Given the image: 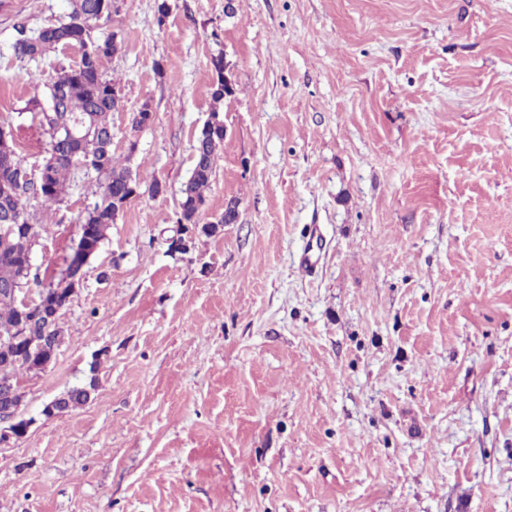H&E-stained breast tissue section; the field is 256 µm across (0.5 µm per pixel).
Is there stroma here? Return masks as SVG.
I'll use <instances>...</instances> for the list:
<instances>
[{
	"instance_id": "1",
	"label": "stroma",
	"mask_w": 512,
	"mask_h": 512,
	"mask_svg": "<svg viewBox=\"0 0 512 512\" xmlns=\"http://www.w3.org/2000/svg\"><path fill=\"white\" fill-rule=\"evenodd\" d=\"M161 1L117 0L112 151L142 190L52 363L19 377L31 425L0 443V512H512V0ZM67 11L0 0V117L31 165L22 109L80 53L20 64L9 45ZM220 52L234 93L205 211L239 218L185 253ZM94 200L77 174L39 269ZM323 240L318 226L312 224L308 230V240L300 255V266L307 274L315 273L320 263Z\"/></svg>"
}]
</instances>
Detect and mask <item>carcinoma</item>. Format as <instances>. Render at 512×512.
<instances>
[{"instance_id": "obj_1", "label": "carcinoma", "mask_w": 512, "mask_h": 512, "mask_svg": "<svg viewBox=\"0 0 512 512\" xmlns=\"http://www.w3.org/2000/svg\"><path fill=\"white\" fill-rule=\"evenodd\" d=\"M101 0H69V12L56 23L38 30H29L23 24L15 26L16 36L11 44L13 56L20 62L36 61L48 51L64 50L71 46L80 48V61L75 67L61 68L48 86L45 97L37 95L27 100L24 111L31 115V125L44 138L45 152L57 153L49 165L47 187L36 188L23 179L25 158L20 155L14 142H0V216L10 213L21 215V223L38 226L36 213L28 210L32 199H40L41 206L48 209L61 201L66 183L78 172L85 171L96 176L97 200L85 212L81 224L86 228L69 247L63 258L60 273L72 266H84L94 255L92 248L102 243L114 224L112 214L117 206L129 196L126 175L129 166L122 164L112 153V112L116 105L112 90L116 83L101 71L104 59L115 54L121 46L118 31L96 33L98 22L111 20V15H100ZM96 44L98 53L91 55L87 46ZM217 79L210 86V97L215 103L213 113H221L217 104L234 93L233 87L224 85V54L212 59ZM68 124L80 131V137L71 141L55 143L53 124ZM224 128L218 127L201 142H196V154L190 176L184 183L179 202L177 223L183 231L190 225H202V231L214 232L217 226L237 223L238 216L232 211L220 214L219 218L206 221L203 218L205 193L213 176L215 157L224 143ZM30 236L16 231L0 230V284L20 281L33 282L44 287L38 275L28 270ZM20 324L19 306L11 299L0 297V336L7 339ZM30 339L25 341L27 351L21 357L7 361L0 358V384L18 382L23 372H32L46 361L39 350V328L28 331ZM68 400L63 409H75L84 405L89 393L82 388L66 391Z\"/></svg>"}]
</instances>
